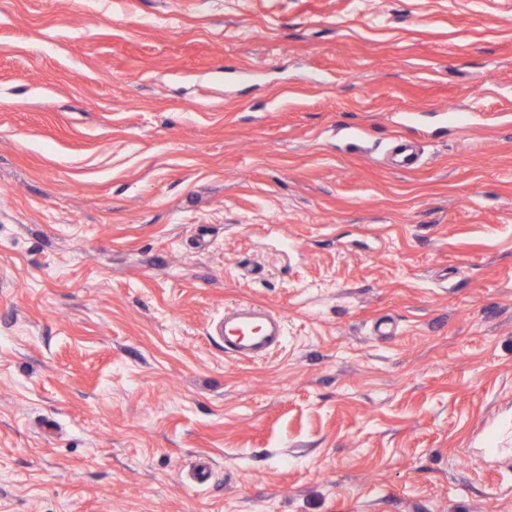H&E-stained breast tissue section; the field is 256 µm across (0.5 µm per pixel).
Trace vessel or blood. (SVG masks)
<instances>
[{"label": "vessel or blood", "mask_w": 512, "mask_h": 512, "mask_svg": "<svg viewBox=\"0 0 512 512\" xmlns=\"http://www.w3.org/2000/svg\"><path fill=\"white\" fill-rule=\"evenodd\" d=\"M217 332L225 355L239 360H257L281 346L283 322L268 310L243 303L225 308Z\"/></svg>", "instance_id": "obj_1"}]
</instances>
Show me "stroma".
<instances>
[{
    "label": "stroma",
    "mask_w": 512,
    "mask_h": 512,
    "mask_svg": "<svg viewBox=\"0 0 512 512\" xmlns=\"http://www.w3.org/2000/svg\"><path fill=\"white\" fill-rule=\"evenodd\" d=\"M0 512H512V0H0ZM393 149L397 157L398 166L401 168H413L417 165L419 154L415 146L408 140L396 138L392 141ZM217 332L226 356L257 360L281 346L283 322L268 310L243 303L224 308V318Z\"/></svg>",
    "instance_id": "35a3bbf8"
}]
</instances>
